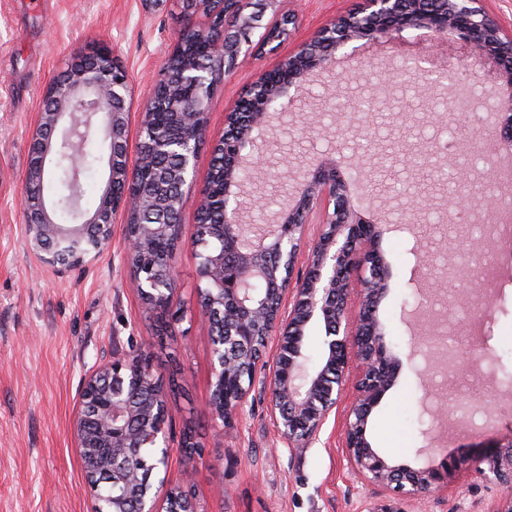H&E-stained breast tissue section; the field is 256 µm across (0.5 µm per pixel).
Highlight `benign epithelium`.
Listing matches in <instances>:
<instances>
[{"mask_svg": "<svg viewBox=\"0 0 512 512\" xmlns=\"http://www.w3.org/2000/svg\"><path fill=\"white\" fill-rule=\"evenodd\" d=\"M272 12L248 10V0H177L187 24L168 51L152 99L143 112L140 134L160 113L168 133L152 143L154 150L176 165L160 171L150 156L136 164L126 160L127 120L131 100L126 71L103 51L79 56L55 78L44 95V107L31 133V158L23 177V217L29 251L51 269L82 268L90 255L112 243L117 212L134 219L126 233V258L148 256L146 272L132 276L143 303L168 311L177 301L174 276L176 249L156 245L181 241L184 188L193 184L197 154L207 130V108L217 77L253 56L254 45L267 46L288 35L295 16L282 12L284 0H261ZM479 0H364V6L326 21L311 37L281 58L276 68L288 71V81L267 84L266 72L256 74L244 99L254 103L252 122L232 149L228 136L211 143L212 153H224V219L195 233L191 246L198 259L197 292L207 304L198 318L212 339V415L224 426L236 423L249 395L256 389L270 395V417L289 448L307 444L320 433L342 398L346 382L355 397L345 413L344 442L350 468L362 479L381 485L403 499L421 497L444 483L446 472L432 467L392 465L366 437L372 410L393 382L397 359L376 316L387 292L388 266L379 249L380 228L357 211L353 183L333 163L321 162L305 174L281 220L254 225L246 221L252 207L242 187L264 172L266 162L257 140L288 111L291 87H302L314 72L324 77L328 111L340 112L336 138L363 135L358 113L343 111L344 85L361 80L364 70L335 78V52L355 56L357 42L391 38L406 29L426 28L436 35H466L473 54L496 60L500 79L512 90V45L500 24L477 7ZM262 30L258 41L252 37ZM493 113L488 120L495 137L512 141V93L491 92ZM107 144L108 178L99 205L91 214L80 206L78 164L93 137ZM68 159L74 170L71 200L74 222L55 221L58 203L44 192L46 164ZM470 174H459L458 190L449 205L463 210L471 204ZM320 216L323 230L308 255V271L293 283L277 276L272 259L284 258L294 269L305 226ZM469 277L455 267L435 277V290ZM293 293V305L283 312ZM324 324V353L309 365L306 328L312 319ZM275 344L272 361L264 360ZM168 389L151 359L140 353L113 356L89 371L82 382L73 418V435L87 483L93 492V512H166L160 498L175 499L178 489L154 487L157 464L144 467L141 448L165 459L170 445L165 423ZM478 471L512 490V441L491 455L476 459ZM487 464L482 468L481 464Z\"/></svg>", "mask_w": 512, "mask_h": 512, "instance_id": "1", "label": "benign epithelium"}]
</instances>
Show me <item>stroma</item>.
<instances>
[{
	"mask_svg": "<svg viewBox=\"0 0 512 512\" xmlns=\"http://www.w3.org/2000/svg\"><path fill=\"white\" fill-rule=\"evenodd\" d=\"M363 0H287L299 25L277 51H266L220 81L208 114V137L224 132L232 110L257 72L270 70L327 20L361 8ZM182 17L174 10L145 12L140 0H0V512H92L94 499L73 438L72 420L84 374L113 353H145L164 379L180 387L170 400L171 452L163 471L172 484L186 483L199 512H489L512 498V490L486 481L467 456L476 447L512 441V388L492 380L488 368L512 374V232L502 231L471 261L472 275L491 277L492 288L479 298L482 312L470 320L494 356L483 361L466 340H458V362L471 390L468 396L445 391L422 349L412 346L414 321L433 301V287L413 251L427 244L433 257L455 266L467 248L460 226L474 212L448 210V184L467 155L470 133L452 114L433 107L441 86L414 96L411 107L370 110L361 119L370 136L343 145L316 134L330 124L321 87L299 90L300 105L289 115L275 149L311 163L340 165L346 176L376 185L361 213L380 225V248L389 267L388 290L376 315L398 359L394 381L368 419L367 438L396 464L438 467L450 459L448 479L436 492L406 501L355 474L343 453V414L330 416L318 437L289 448L270 419L267 395L252 393L233 427L212 417L211 345L196 322L197 259L183 245L174 260L179 303L167 315V334H156L157 315L146 309L131 286L123 259L126 217L117 214L112 246L84 268L57 272L40 264L27 247L20 206L22 177L31 154V131L46 85L71 62L76 51L107 49L131 80L128 158H136L141 113L171 49ZM426 69H455L475 90L499 84L491 58L472 56L460 35L434 36L425 29L366 42L357 59L336 58V74L361 63L370 79L350 85L352 98L375 95L374 73L400 72L402 89L416 82L411 62ZM433 142L429 165L403 168L400 160ZM427 198L432 212L418 221L416 197ZM432 397L421 402L424 388ZM495 405L494 428L483 431L482 403ZM453 408L435 437V449L417 456L430 426L427 408ZM195 430L200 454L180 450L185 428Z\"/></svg>",
	"mask_w": 512,
	"mask_h": 512,
	"instance_id": "1",
	"label": "stroma"
}]
</instances>
